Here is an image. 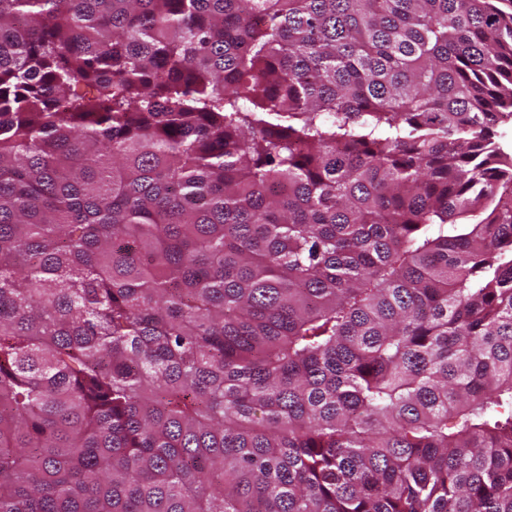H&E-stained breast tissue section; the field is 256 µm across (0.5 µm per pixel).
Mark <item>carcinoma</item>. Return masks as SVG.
Here are the masks:
<instances>
[{"instance_id":"obj_1","label":"carcinoma","mask_w":512,"mask_h":512,"mask_svg":"<svg viewBox=\"0 0 512 512\" xmlns=\"http://www.w3.org/2000/svg\"><path fill=\"white\" fill-rule=\"evenodd\" d=\"M505 118L512 0H0V512H512Z\"/></svg>"}]
</instances>
